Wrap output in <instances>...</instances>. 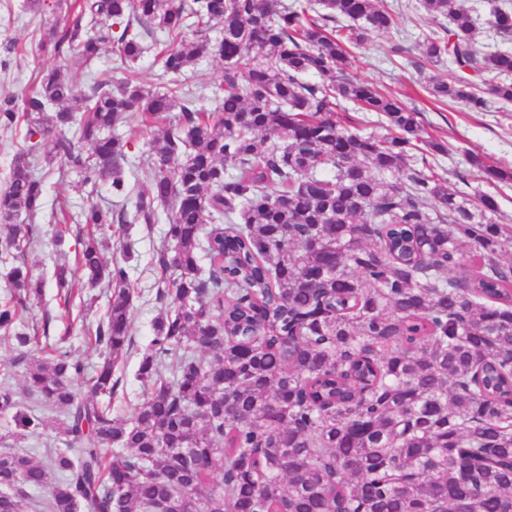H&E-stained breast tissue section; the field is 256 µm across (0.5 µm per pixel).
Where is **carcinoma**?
<instances>
[{
    "mask_svg": "<svg viewBox=\"0 0 512 512\" xmlns=\"http://www.w3.org/2000/svg\"><path fill=\"white\" fill-rule=\"evenodd\" d=\"M421 8L436 29L420 53L457 71L430 77L428 92L483 110L471 73L488 71L504 76L488 94L512 103V49H477L480 6ZM67 12L44 49L88 62L110 43L127 71L83 85L48 69L21 99L0 100L1 128L21 113L27 122L0 191V262L13 289L0 328L42 295L43 282L11 263L34 239L14 220L43 207L38 165L59 157L83 183L127 197L131 146L112 131L131 119L156 125L177 107L181 117L149 142L150 189L132 216L52 211L95 227L75 247L85 281L55 268L64 303L103 282L113 293L89 328L101 362L87 396L73 388L82 360L61 348L30 360L39 337L12 336L7 365L24 367L25 390L0 388V422L38 434L59 412L49 442L63 447L44 463L0 451V512H29L40 488L48 512H512V230L492 221L491 195L448 187L424 156L408 163L414 110L343 77L347 45L396 26L398 12L379 0H70ZM486 24L512 40L507 6L493 5ZM156 29L174 77L164 93L134 70ZM205 54L224 61L212 112L184 91ZM341 100L383 117L387 133L336 121ZM267 133L277 139L263 146ZM160 204L171 209L157 251L164 308L138 369L147 392L126 422L112 418V398L131 345V254L103 260L100 237L116 222L156 223ZM466 245L476 274L459 263Z\"/></svg>",
    "mask_w": 512,
    "mask_h": 512,
    "instance_id": "cac0c4a2",
    "label": "carcinoma"
}]
</instances>
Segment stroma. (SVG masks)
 <instances>
[{
    "mask_svg": "<svg viewBox=\"0 0 512 512\" xmlns=\"http://www.w3.org/2000/svg\"><path fill=\"white\" fill-rule=\"evenodd\" d=\"M48 6L34 10L27 0H0V46L14 45L7 69H0V100L18 97L28 92L38 71L58 67L67 74L84 73L77 56L54 57L40 50V41L52 27L64 24L67 13L56 7V0H47ZM399 8L396 30L371 34L363 43L351 49L352 76L389 89L406 105L415 108L425 139L440 143V150L426 154L435 173L447 179L449 186L474 194L492 195L498 206L499 223L512 227V178L488 182L482 180L479 165L512 170V112L489 110L473 112L457 101L440 103L423 88L424 80L437 74L454 79V71L444 65L423 60L417 46L430 34L432 22L418 6L419 0H390ZM405 42L409 51L397 56L393 44ZM44 190L47 204L67 202L71 211L78 212L95 205L119 213L133 211L134 195L147 189L150 171L138 164L127 169L126 178L133 190L132 196L114 197L106 184L84 187L79 175L61 161L44 165ZM160 223L117 224L105 242L102 252L105 260L118 257L122 248H129L135 259L131 264L130 280L134 288L130 310L132 345L123 362L115 370L120 384L112 400L114 417L128 420L143 397L144 386L137 377L143 354L153 335V321L161 310L156 300L161 271L155 262L157 250L164 237L168 216L166 207H159ZM34 223L36 238L25 254V261L34 277L44 280V298L32 302L26 315V327H38L43 316H50L51 324L47 347H64L73 357L94 365L97 352L88 339L86 325L95 324L103 317L110 291L107 286L95 289L90 304L74 303L70 310H62L56 301L57 288L53 276L55 265H75L76 239L80 230L76 224H53L48 213L39 214Z\"/></svg>",
    "mask_w": 512,
    "mask_h": 512,
    "instance_id": "stroma-1",
    "label": "stroma"
}]
</instances>
